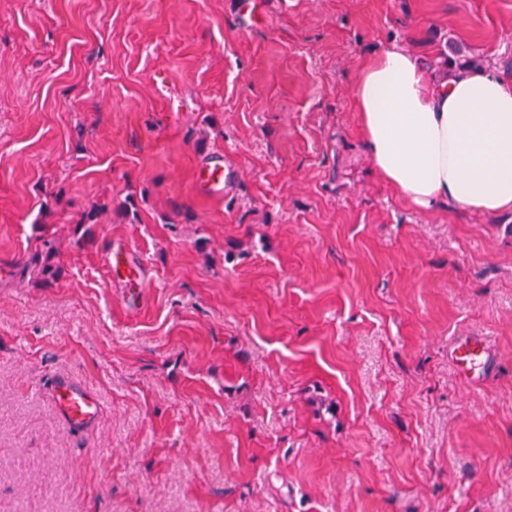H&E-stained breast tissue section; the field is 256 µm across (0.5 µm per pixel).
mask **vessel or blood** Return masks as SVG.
Segmentation results:
<instances>
[{
	"label": "vessel or blood",
	"mask_w": 512,
	"mask_h": 512,
	"mask_svg": "<svg viewBox=\"0 0 512 512\" xmlns=\"http://www.w3.org/2000/svg\"><path fill=\"white\" fill-rule=\"evenodd\" d=\"M225 179L224 161L220 158L203 163L194 175L196 187L210 197L223 195ZM103 262L112 283L121 288L126 308L139 309L146 299L149 272L138 251L129 241L118 238L108 244ZM450 356L460 374L473 380L485 377L492 363L489 345L481 336L456 339L450 346ZM52 390L60 414L70 423L89 427L96 422L99 401L95 392L67 376L55 377Z\"/></svg>",
	"instance_id": "obj_1"
}]
</instances>
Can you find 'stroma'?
<instances>
[{
  "label": "stroma",
  "instance_id": "obj_1",
  "mask_svg": "<svg viewBox=\"0 0 512 512\" xmlns=\"http://www.w3.org/2000/svg\"><path fill=\"white\" fill-rule=\"evenodd\" d=\"M241 2L0 0V512H512V214L403 200L353 108L391 45L511 78L512 0ZM224 173V160L213 158L199 166L195 172V185L199 191L207 196L224 195V181L227 179ZM103 262L112 284L122 289V301L127 309L138 310L146 299L149 272L138 251L125 239L110 240ZM450 356L464 377L479 380L486 376L491 363L487 340L482 336L456 339L450 345ZM52 390L60 414L70 423L90 427L96 422L99 401L95 392L67 376L55 377Z\"/></svg>",
  "mask_w": 512,
  "mask_h": 512
}]
</instances>
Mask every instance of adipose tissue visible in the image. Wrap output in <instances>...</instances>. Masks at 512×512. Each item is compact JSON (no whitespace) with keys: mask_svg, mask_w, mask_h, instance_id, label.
Masks as SVG:
<instances>
[{"mask_svg":"<svg viewBox=\"0 0 512 512\" xmlns=\"http://www.w3.org/2000/svg\"><path fill=\"white\" fill-rule=\"evenodd\" d=\"M354 94L367 154L400 196L512 213V79L492 70L436 79L392 46L363 65Z\"/></svg>","mask_w":512,"mask_h":512,"instance_id":"ef3b65f1","label":"adipose tissue"}]
</instances>
